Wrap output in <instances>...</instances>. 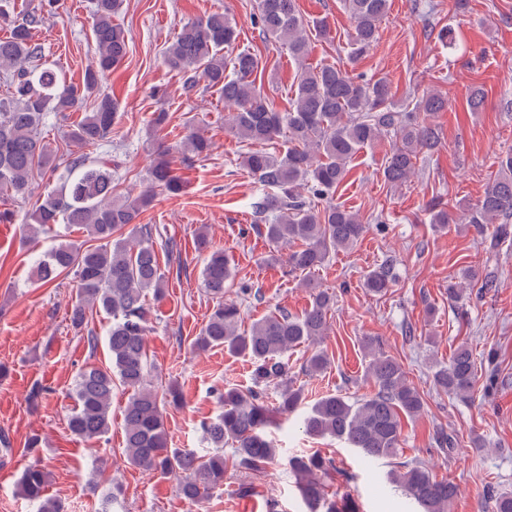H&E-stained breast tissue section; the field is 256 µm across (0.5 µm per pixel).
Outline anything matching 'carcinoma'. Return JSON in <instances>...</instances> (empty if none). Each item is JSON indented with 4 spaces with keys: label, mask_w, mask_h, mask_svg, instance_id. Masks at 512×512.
I'll return each instance as SVG.
<instances>
[{
    "label": "carcinoma",
    "mask_w": 512,
    "mask_h": 512,
    "mask_svg": "<svg viewBox=\"0 0 512 512\" xmlns=\"http://www.w3.org/2000/svg\"><path fill=\"white\" fill-rule=\"evenodd\" d=\"M354 22L349 58L364 56L377 39L378 23L387 14L389 0H344ZM122 0H93L92 32L97 51L95 66L86 69L81 85L74 86L58 72L40 64L42 47L33 41L32 30L44 15L33 10L20 21L11 20L9 9L0 5V21L9 25V35L0 38V80L6 86L0 96V197L17 200L31 192L37 177L57 176L59 186L49 192L31 213L26 225L36 238L55 224L75 226L87 239L59 244L36 264V275L45 283L74 273L77 293L68 311L70 325L87 332L90 352L99 337L90 327L93 313L112 318L106 343L110 364L88 365L76 376L74 411L68 419L71 435L98 440L112 429V391L127 394L123 413L124 448L131 465L161 474L184 473L183 498L195 501L223 489L227 470L265 473L277 462V448L267 434L273 409L265 389L282 386L278 409L289 415L302 411L306 435L334 439L371 461L395 460L387 473L389 481L415 500L422 512H451L457 486L436 479L422 463L399 460L403 454V421L424 412V399L409 380L403 364L387 354L380 341L362 342L368 358L366 375L373 381L370 396L350 399L329 394L308 407L302 390L288 382V353L303 344L313 347L301 371L314 375L330 364L327 351L318 347L327 327L332 295L318 291L302 314H271L240 330V307L224 299L232 278L229 260L222 249H213L204 234L197 249L205 254L202 279L213 301L209 318L191 345L197 350L222 347L232 356L247 358L251 385L227 388L219 394L221 410L203 424L205 439L214 451L198 456L192 450L168 447L165 406L181 403L172 387H153L148 379L146 330L149 308L146 294L164 293L165 274L153 229L138 219L150 204L153 189L162 187L176 194L182 183L174 174L171 151L206 156L211 142L190 130L180 145L162 147L149 171V185L137 196H117L112 185V158L92 157L88 150L112 145L117 112L112 97L102 90L105 76L127 54L124 29L114 23ZM257 24L262 33L279 43L298 63L295 95L286 112L269 107L256 75L261 69L257 55L243 51L228 58L224 48L238 33L227 13L213 12L181 26L163 51V63L184 79L192 90L197 80L216 87L224 95L225 125L243 141L273 142L287 138L285 153L252 151L244 165L274 192L263 198L259 213L264 223L255 231L276 247L291 246L284 262L292 272H311L330 253L350 249L363 239L369 225L358 215L333 202L337 188L349 174V164L359 150L383 137L393 146L382 168L384 180L402 185L416 172L420 159L431 157L441 143L438 127L428 121L446 106L444 98L426 92L399 106L390 83L384 79L358 82L334 65L312 68L305 63L309 42L295 0H260ZM94 97L87 113L68 133L74 149L65 152L63 165L53 162L47 136L52 114L81 108ZM482 227L494 225L499 241L512 238V150L499 157L498 170L477 202L455 219L438 204L430 208V224L437 230L454 222ZM393 260L370 271L366 290L384 295L393 285ZM480 375L472 349L458 345L448 363L436 367L433 382L448 398L466 402ZM231 454L224 456V447ZM286 466L297 476V486L307 512H350L353 503L328 496L321 477L333 468L318 455H294ZM47 474L40 463L28 465L20 486L35 512H66L65 504L46 496ZM487 508L482 512H512V491L488 489Z\"/></svg>",
    "instance_id": "1"
}]
</instances>
